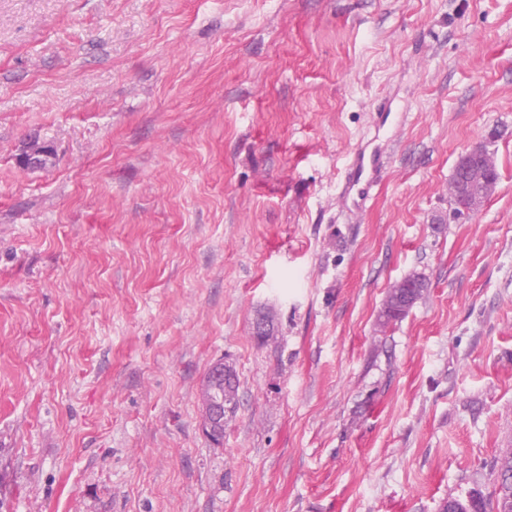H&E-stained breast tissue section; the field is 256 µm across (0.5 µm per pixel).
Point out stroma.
Segmentation results:
<instances>
[{
	"mask_svg": "<svg viewBox=\"0 0 512 512\" xmlns=\"http://www.w3.org/2000/svg\"><path fill=\"white\" fill-rule=\"evenodd\" d=\"M510 448L512 0H0V512H440ZM380 155L366 157L365 151L357 150L345 165L340 183L339 198L343 205L349 202L360 208L368 199L371 188L382 178ZM474 171V169L465 168L461 172V176L459 177V196L451 195V200L456 206V210L460 211L459 206L464 205L463 198H465L467 204H468V211L469 212H475L477 211L484 201L486 200V197L484 195H476L472 192L470 186H469V173ZM463 197V198H462ZM403 286H405L406 288L401 289V295H398L396 292H391L392 288L390 289L388 293V295H390L389 301L392 307L394 308V312L392 314L388 313L387 316L385 317L382 316L384 318L383 320H381L383 326L403 318L408 312V310L419 299H421L426 288H428V284L426 283V281L417 275H412L405 278L403 280ZM407 293L411 295V300L409 301V304H406L407 301L405 300ZM223 362L214 363L207 371L203 381H202V391H201V399L203 406L205 408V404L209 395H214L216 398L220 397L221 393H224V378L228 377V375L233 374V369L226 364H222L224 370L223 373L220 371V365ZM200 388V389H201Z\"/></svg>",
	"mask_w": 512,
	"mask_h": 512,
	"instance_id": "1",
	"label": "stroma"
}]
</instances>
